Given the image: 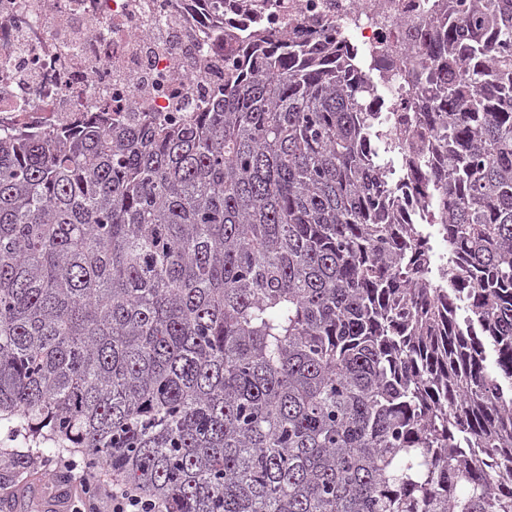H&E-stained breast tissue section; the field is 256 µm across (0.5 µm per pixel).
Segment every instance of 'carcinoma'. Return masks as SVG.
Returning <instances> with one entry per match:
<instances>
[{
    "instance_id": "1",
    "label": "carcinoma",
    "mask_w": 512,
    "mask_h": 512,
    "mask_svg": "<svg viewBox=\"0 0 512 512\" xmlns=\"http://www.w3.org/2000/svg\"><path fill=\"white\" fill-rule=\"evenodd\" d=\"M414 130L258 32L177 128L0 133V424L168 512H512V0L408 30ZM438 153L423 222L391 170Z\"/></svg>"
}]
</instances>
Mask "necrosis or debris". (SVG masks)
Masks as SVG:
<instances>
[{"mask_svg":"<svg viewBox=\"0 0 512 512\" xmlns=\"http://www.w3.org/2000/svg\"><path fill=\"white\" fill-rule=\"evenodd\" d=\"M437 0H0V130L78 129L88 108L104 122L178 125L224 87L237 65L225 32L260 30L305 42L331 32L337 47L373 61L377 107L390 130L419 102L420 55L404 31ZM399 223L415 224L426 179L394 177Z\"/></svg>","mask_w":512,"mask_h":512,"instance_id":"necrosis-or-debris-1","label":"necrosis or debris"}]
</instances>
